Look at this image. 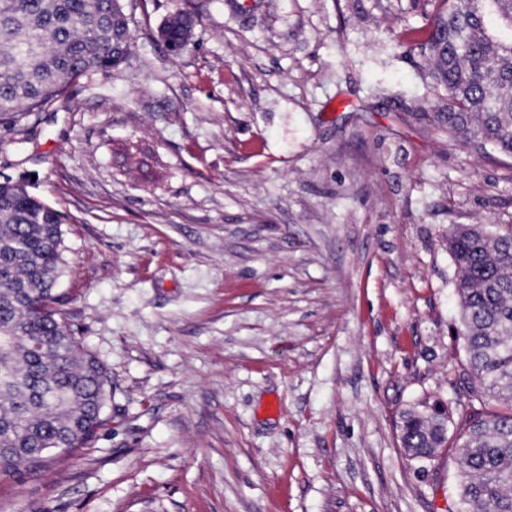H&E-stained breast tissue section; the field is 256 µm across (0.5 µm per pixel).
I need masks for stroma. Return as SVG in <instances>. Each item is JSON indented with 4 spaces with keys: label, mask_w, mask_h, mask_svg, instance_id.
Segmentation results:
<instances>
[{
    "label": "stroma",
    "mask_w": 512,
    "mask_h": 512,
    "mask_svg": "<svg viewBox=\"0 0 512 512\" xmlns=\"http://www.w3.org/2000/svg\"><path fill=\"white\" fill-rule=\"evenodd\" d=\"M126 64L0 125L59 210L56 310L112 379L96 440L0 512H454L394 422L464 356L453 224L512 228V158L419 112L426 0H122ZM197 9L172 57L164 19Z\"/></svg>",
    "instance_id": "obj_1"
}]
</instances>
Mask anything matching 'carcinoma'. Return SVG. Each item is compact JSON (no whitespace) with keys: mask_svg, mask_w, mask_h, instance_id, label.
<instances>
[{"mask_svg":"<svg viewBox=\"0 0 512 512\" xmlns=\"http://www.w3.org/2000/svg\"><path fill=\"white\" fill-rule=\"evenodd\" d=\"M407 42L430 51L447 91L437 127L512 157V0H434ZM198 21L178 11L159 36L187 48ZM121 0H0V124L50 105L64 85L130 56ZM63 215L20 184L0 182V474L37 472L95 441L112 387L103 364L57 317ZM459 271L467 407L436 396L396 421L404 452L433 461L453 441L460 512H512V228H448Z\"/></svg>","mask_w":512,"mask_h":512,"instance_id":"carcinoma-1","label":"carcinoma"}]
</instances>
